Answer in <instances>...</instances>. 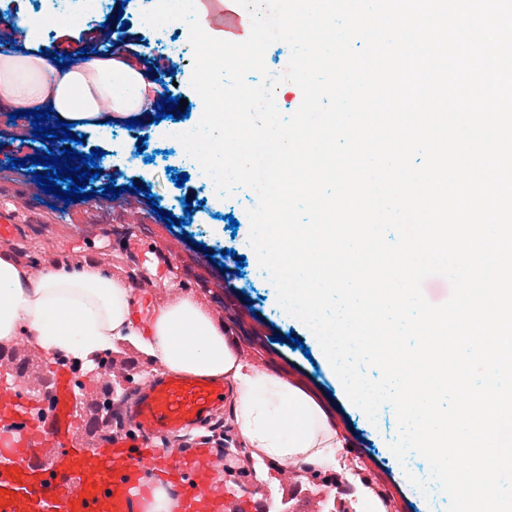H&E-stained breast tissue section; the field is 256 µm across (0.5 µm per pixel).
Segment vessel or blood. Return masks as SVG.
<instances>
[{
    "mask_svg": "<svg viewBox=\"0 0 512 512\" xmlns=\"http://www.w3.org/2000/svg\"><path fill=\"white\" fill-rule=\"evenodd\" d=\"M205 31L244 41L251 26L242 0H209ZM32 385L20 374L0 389V512H145L156 486L170 487L173 512H273L270 491H244L247 477L220 483L223 455L200 433L220 416L229 392L220 380L154 373L139 383L120 426L88 435L71 402L95 401L96 381L57 365L53 388L30 408ZM196 432L177 453L157 440Z\"/></svg>",
    "mask_w": 512,
    "mask_h": 512,
    "instance_id": "vessel-or-blood-1",
    "label": "vessel or blood"
}]
</instances>
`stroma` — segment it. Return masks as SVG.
<instances>
[{
	"label": "stroma",
	"instance_id": "35a3bbf8",
	"mask_svg": "<svg viewBox=\"0 0 512 512\" xmlns=\"http://www.w3.org/2000/svg\"><path fill=\"white\" fill-rule=\"evenodd\" d=\"M146 0H105L104 9L89 19L85 28H107L110 38L135 42L138 68L145 79L170 69L179 72L183 99L190 106L189 123L200 120L203 104L192 90V57H171L142 20ZM109 38V39H110ZM154 111L140 112V124L127 128L125 122L112 125L108 137L86 132L78 145L81 153L102 149L98 179L88 187L102 192L104 185L122 186L114 201L99 205L59 209L55 195L45 193L32 175H0V213L20 218L18 236L6 249L19 260L91 258L107 268H124L135 258L138 283L134 292L144 298L149 293L163 296L182 293L198 298L212 314L235 325L232 340L244 362L273 372L307 389L335 421L344 442L337 449V463L355 468L370 486L382 491L388 500V512H446L447 497L437 489L422 493L409 483V475L428 476L427 462L414 455L399 462L389 448L398 434L395 413L383 406L376 421L346 397L342 383L329 369L322 349L312 333L298 319L285 315L274 286L256 277L253 253H246L245 267L224 264L222 250H239L250 235L248 209L257 198L249 190L236 189L233 196L218 199L215 186L201 180L196 170L178 166L177 147L167 141L154 122ZM0 137L9 141V153H0V168L10 160L42 156L48 141L35 137L28 117L10 118L0 108ZM143 141L144 152L132 144ZM187 173L183 187H176L172 176ZM202 202L199 212H184L183 200ZM166 211L179 223L168 226L157 216ZM238 228H231V221ZM167 250L174 261L169 269L156 271L154 252Z\"/></svg>",
	"mask_w": 512,
	"mask_h": 512
}]
</instances>
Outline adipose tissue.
<instances>
[{"mask_svg": "<svg viewBox=\"0 0 512 512\" xmlns=\"http://www.w3.org/2000/svg\"><path fill=\"white\" fill-rule=\"evenodd\" d=\"M0 99L19 111L50 103L59 120L104 133L114 120L141 112L162 86L112 56L66 66L46 56L0 52ZM128 282L79 259L34 269L0 253V345L18 337L47 356L94 367L97 353L126 343L168 370L234 381L235 422L249 448L278 463L323 461L342 441L321 403L303 388L239 361L223 320L189 296L171 295L141 338Z\"/></svg>", "mask_w": 512, "mask_h": 512, "instance_id": "ef3b65f1", "label": "adipose tissue"}]
</instances>
